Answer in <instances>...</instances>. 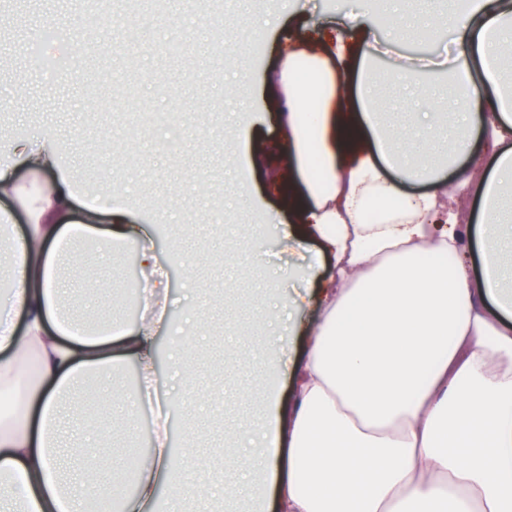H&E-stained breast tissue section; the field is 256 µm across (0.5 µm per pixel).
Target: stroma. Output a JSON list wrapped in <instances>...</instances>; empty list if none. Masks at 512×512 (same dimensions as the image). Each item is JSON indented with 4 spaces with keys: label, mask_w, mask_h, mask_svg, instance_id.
Returning a JSON list of instances; mask_svg holds the SVG:
<instances>
[{
    "label": "stroma",
    "mask_w": 512,
    "mask_h": 512,
    "mask_svg": "<svg viewBox=\"0 0 512 512\" xmlns=\"http://www.w3.org/2000/svg\"><path fill=\"white\" fill-rule=\"evenodd\" d=\"M360 5L361 0H288L272 23L254 0H224L220 7L213 0H111L112 27L105 32L86 22L98 13V0H0V35L6 39L0 47V142L53 131L66 142L78 186L89 196H98L104 175L129 179L122 202L146 224L168 269L172 320L199 325L194 342L179 354L170 336H159L155 382L173 402V447L196 449L214 462L208 512L221 506L228 465L238 482L263 485L267 512H274L273 479H259L248 464V440L228 442L225 423L261 419L270 389L290 397L286 362L289 353L304 356L305 342L289 335L288 323L309 320L299 296L320 288L319 274L331 265L318 239L283 238L297 217L276 185L288 176L282 92L271 81L284 63L280 44L316 49L313 35L342 24ZM391 9L418 17L417 0H375L373 31L393 48L392 56L374 58L375 71L403 57L453 58L452 34L439 30L447 4H439L428 24L435 37L424 41L391 35L383 24ZM62 24L77 34L64 77L30 64L39 29ZM255 37L261 61L248 66L245 100L236 94L237 76L226 72L224 58ZM159 72L166 77L161 87L152 80ZM413 81L431 89L427 109L440 115L436 125L417 128L419 139L448 138L450 71L418 72ZM241 122L263 149L261 167L247 176L227 162ZM249 224L264 227V261L257 267L232 255ZM129 254L118 248L111 256L70 264L65 284L72 309L131 325L125 302ZM89 265L111 281V291L99 293L87 282ZM105 421L112 424V438L101 458L102 480L152 440L151 421L129 401L109 410L94 404L65 420L62 445H92L93 425Z\"/></svg>",
    "instance_id": "1"
}]
</instances>
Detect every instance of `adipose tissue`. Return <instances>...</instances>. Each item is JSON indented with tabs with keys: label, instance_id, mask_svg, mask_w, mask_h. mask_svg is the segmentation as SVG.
<instances>
[{
	"label": "adipose tissue",
	"instance_id": "1",
	"mask_svg": "<svg viewBox=\"0 0 512 512\" xmlns=\"http://www.w3.org/2000/svg\"><path fill=\"white\" fill-rule=\"evenodd\" d=\"M371 23L370 12L353 15L347 33L316 56L283 47L288 168L304 188L290 206L334 265L322 293L300 297L320 319L293 325L309 342L293 400L269 394L265 418L239 423L229 437L258 436L252 465L275 475L279 512H512V298L504 292L512 263L501 258L512 251V204L503 201L512 184V146H503L512 143V99L499 88L512 55V0H466L448 11L458 125L445 162L408 161L402 139L385 135L372 110L376 85L365 79L371 56L356 51ZM478 131L501 150L482 190L476 277L465 259V217L449 202L468 187ZM20 167L43 178L36 201L19 194ZM413 181L430 192L400 190ZM123 193L107 183L102 203L71 224L79 192L53 133L14 137L0 160V195L18 199L29 219L19 235L0 216L11 283L0 293V375L31 351L39 363L20 414L0 419V512H84L90 495L96 512H164L190 493L161 433L134 495L61 474L62 398L88 375L129 361L146 384L156 337L172 329L168 274ZM80 243L136 247L154 304L138 326L91 330L63 313L59 270Z\"/></svg>",
	"mask_w": 512,
	"mask_h": 512
}]
</instances>
